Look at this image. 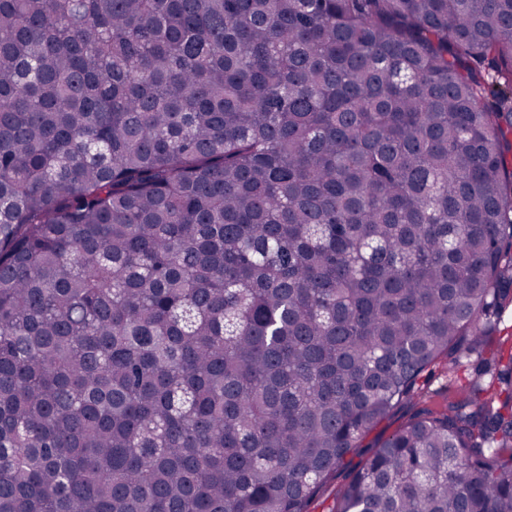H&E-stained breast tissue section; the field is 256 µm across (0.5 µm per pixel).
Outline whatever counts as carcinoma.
Listing matches in <instances>:
<instances>
[{
  "instance_id": "cac0c4a2",
  "label": "carcinoma",
  "mask_w": 512,
  "mask_h": 512,
  "mask_svg": "<svg viewBox=\"0 0 512 512\" xmlns=\"http://www.w3.org/2000/svg\"><path fill=\"white\" fill-rule=\"evenodd\" d=\"M511 305L512 0H0V512H512ZM476 365L477 362L474 358H463L454 375L445 377L439 368H433L429 373H425L421 377L419 384L421 387H424L425 391L430 393L443 390L445 385L460 387L467 382L468 378L474 375ZM414 401L407 403L397 409L389 418L383 420L375 429H373L363 440L360 454L352 457L353 465L363 461L367 456L370 447L381 443L389 438L410 416L415 409ZM350 471L339 470L327 487L314 499L311 512H332L336 490L350 479Z\"/></svg>"
}]
</instances>
